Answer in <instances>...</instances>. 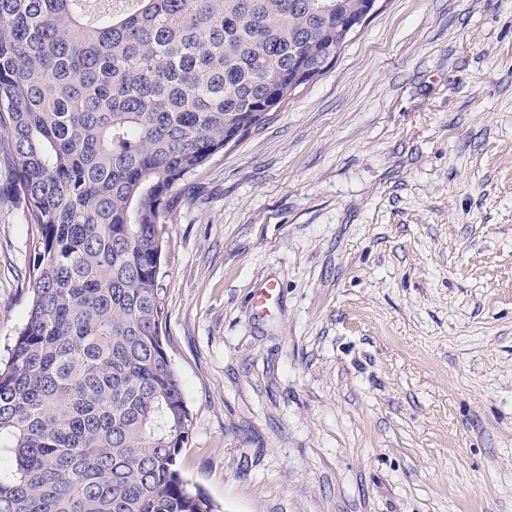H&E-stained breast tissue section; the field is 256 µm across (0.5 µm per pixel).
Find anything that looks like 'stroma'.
Listing matches in <instances>:
<instances>
[{"mask_svg": "<svg viewBox=\"0 0 512 512\" xmlns=\"http://www.w3.org/2000/svg\"><path fill=\"white\" fill-rule=\"evenodd\" d=\"M172 214L182 465L218 512H512V0H379ZM34 233L0 204V357Z\"/></svg>", "mask_w": 512, "mask_h": 512, "instance_id": "stroma-1", "label": "stroma"}]
</instances>
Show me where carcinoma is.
Returning a JSON list of instances; mask_svg holds the SVG:
<instances>
[{
  "instance_id": "obj_1",
  "label": "carcinoma",
  "mask_w": 512,
  "mask_h": 512,
  "mask_svg": "<svg viewBox=\"0 0 512 512\" xmlns=\"http://www.w3.org/2000/svg\"><path fill=\"white\" fill-rule=\"evenodd\" d=\"M367 0H0V142L36 228L0 362V512H215L163 340L170 193L325 75Z\"/></svg>"
}]
</instances>
